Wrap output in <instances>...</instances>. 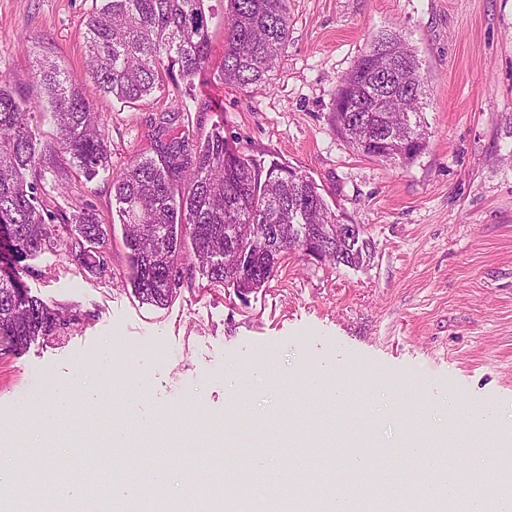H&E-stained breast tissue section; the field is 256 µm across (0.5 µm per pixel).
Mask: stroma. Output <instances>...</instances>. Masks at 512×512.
Returning <instances> with one entry per match:
<instances>
[{"label": "stroma", "instance_id": "obj_1", "mask_svg": "<svg viewBox=\"0 0 512 512\" xmlns=\"http://www.w3.org/2000/svg\"><path fill=\"white\" fill-rule=\"evenodd\" d=\"M94 0H0V74L31 104L42 138L55 131L36 69L52 61L79 83L104 122L112 168L152 155L149 114L169 108L168 93L135 103L104 95L87 75L85 19ZM394 31L415 49L428 78L426 150L414 162L358 156L330 121L336 86L381 33ZM192 93L203 111L189 124L205 136L220 124L267 158L311 176L345 222L364 225L374 245L369 265L314 264L301 253L283 259L265 288L240 301L211 282L192 252L189 280L166 307L142 303L129 282V251L106 173L65 169L68 197L91 205L108 226L110 274L97 277L60 250L31 258L23 281L31 295L79 314L57 339L0 349V458L34 444L50 387L68 389L59 430L97 439L87 467L111 458L103 439L130 425L112 399L103 360L133 348L131 371L146 389L138 412L160 429L201 431L222 439L241 432L244 448H264L295 429L289 393L304 378L323 382L307 396L315 433L304 451L320 457L318 430L350 424L325 391L349 377L378 388L350 407L371 416V433L396 446L403 432L447 424V455L478 447L490 471L501 466L499 431L475 428L471 407L498 409L512 428V0H289L288 43L265 87L244 92L198 77ZM269 368L275 387L259 386L248 411L231 413L235 391ZM408 385L402 413L381 390ZM460 410L447 417V401ZM167 495L186 499L211 462L197 448L172 449Z\"/></svg>", "mask_w": 512, "mask_h": 512}]
</instances>
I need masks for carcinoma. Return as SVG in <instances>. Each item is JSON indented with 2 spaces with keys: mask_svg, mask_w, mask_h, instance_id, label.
<instances>
[{
  "mask_svg": "<svg viewBox=\"0 0 512 512\" xmlns=\"http://www.w3.org/2000/svg\"><path fill=\"white\" fill-rule=\"evenodd\" d=\"M226 2L224 58L213 78L246 92L268 84L288 41V0H100L86 21L88 76L125 103L193 84L210 68L209 18ZM375 42L406 68L390 84L374 71L373 59L361 55L336 89L331 122L360 155L377 158V145L364 140L388 135L393 150L383 161L409 163L426 148L428 79L400 35L382 33ZM38 79L57 120L54 143L41 141L37 106L0 75V346L59 337L75 322L29 294L21 279L27 258L61 247L89 273L109 272L108 225L83 205L56 211L46 205L65 189L47 185L46 174L65 165L89 176L109 172L122 204L130 283L136 297L153 306L168 305L184 286L186 236L210 281L239 296L266 287L281 260L306 246L319 263H370L365 226L353 225L349 238L337 236L339 215L312 177L265 163L219 127L195 138L186 125L195 96H181L149 118L158 159L134 156L112 172L105 130L81 87L56 64L42 63ZM379 93L404 94L397 111H368ZM72 471L57 465L42 483L65 482ZM40 484L31 492L35 502Z\"/></svg>",
  "mask_w": 512,
  "mask_h": 512,
  "instance_id": "obj_1",
  "label": "carcinoma"
}]
</instances>
